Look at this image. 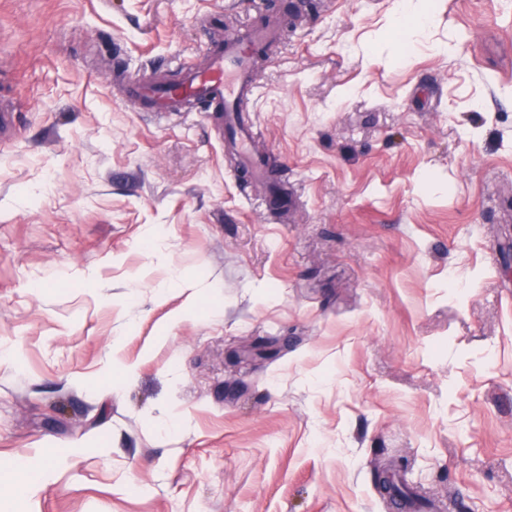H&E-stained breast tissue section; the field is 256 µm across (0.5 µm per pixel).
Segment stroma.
Returning <instances> with one entry per match:
<instances>
[{
	"instance_id": "1",
	"label": "stroma",
	"mask_w": 512,
	"mask_h": 512,
	"mask_svg": "<svg viewBox=\"0 0 512 512\" xmlns=\"http://www.w3.org/2000/svg\"><path fill=\"white\" fill-rule=\"evenodd\" d=\"M256 152L114 76L199 67L264 0H0V512H512V0H273ZM266 342L262 355L245 347ZM17 473H24L28 478L30 488L34 490L48 476L47 467L44 463L28 458H18L12 465L1 468L0 496L2 498L13 495V481Z\"/></svg>"
}]
</instances>
